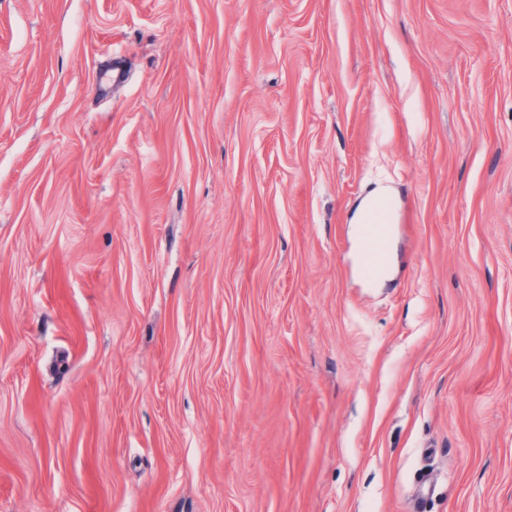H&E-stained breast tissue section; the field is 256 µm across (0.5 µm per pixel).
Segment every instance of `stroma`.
<instances>
[{
  "mask_svg": "<svg viewBox=\"0 0 512 512\" xmlns=\"http://www.w3.org/2000/svg\"><path fill=\"white\" fill-rule=\"evenodd\" d=\"M0 512H512V0H0Z\"/></svg>",
  "mask_w": 512,
  "mask_h": 512,
  "instance_id": "35a3bbf8",
  "label": "stroma"
}]
</instances>
